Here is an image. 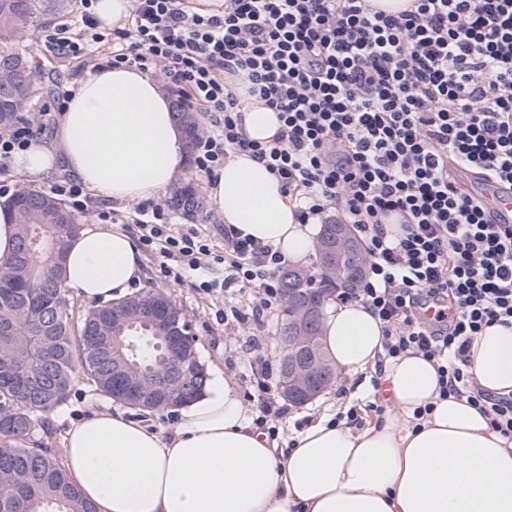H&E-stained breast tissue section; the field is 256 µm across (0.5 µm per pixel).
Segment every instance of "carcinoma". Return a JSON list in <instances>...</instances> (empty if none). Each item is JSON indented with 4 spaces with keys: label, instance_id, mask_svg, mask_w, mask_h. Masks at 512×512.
<instances>
[{
    "label": "carcinoma",
    "instance_id": "carcinoma-1",
    "mask_svg": "<svg viewBox=\"0 0 512 512\" xmlns=\"http://www.w3.org/2000/svg\"><path fill=\"white\" fill-rule=\"evenodd\" d=\"M62 5L63 0H0V98L12 97L15 103L8 112L0 110V134L18 122L41 82L24 41L43 15ZM176 108L175 119L185 131L191 152L202 133L201 119L194 112L182 115L179 101ZM171 205L188 216L204 211L203 198L191 184L177 190ZM7 207L17 237L11 262L0 269V324L13 326V334L0 340V367L24 361L27 368L12 374L0 372V405L20 422L15 428L0 424V512H93L52 450L40 444L30 446L28 440L36 427L48 429L45 414L67 401L81 377L103 397L121 398L123 382L112 373V348L104 354L97 350L112 336L133 337L135 351L128 354L129 370L158 381L164 366L156 359L157 331L123 330L112 320L110 302L92 306L74 318L60 271L78 232L76 223L66 224L55 215L57 197L32 188L11 194ZM152 297L166 300L172 310L183 313L159 288L136 292L117 304L130 313ZM196 353L194 347L183 349L192 400L207 386L197 372Z\"/></svg>",
    "mask_w": 512,
    "mask_h": 512
}]
</instances>
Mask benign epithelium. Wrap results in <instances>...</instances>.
Wrapping results in <instances>:
<instances>
[{
	"label": "benign epithelium",
	"instance_id": "benign-epithelium-1",
	"mask_svg": "<svg viewBox=\"0 0 512 512\" xmlns=\"http://www.w3.org/2000/svg\"><path fill=\"white\" fill-rule=\"evenodd\" d=\"M361 250L354 226L339 220L325 226L323 234L315 241L319 263L326 271L338 269L345 256L357 255ZM335 293L336 288H295L288 295L292 315L286 332L278 337V345L285 346L287 352L284 376L291 397L310 401L335 379L334 368L318 359L315 352L316 335L321 333L328 304ZM138 316L145 323L166 324L164 357L167 368L161 384L156 386L145 387L129 380L131 394L140 404L152 405L160 411L179 408L182 403L178 395L185 390L186 381L177 347L195 344V338L189 332V321H180V317L169 314L158 305L138 311Z\"/></svg>",
	"mask_w": 512,
	"mask_h": 512
}]
</instances>
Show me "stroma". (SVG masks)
I'll list each match as a JSON object with an SVG mask.
<instances>
[{
  "instance_id": "obj_1",
  "label": "stroma",
  "mask_w": 512,
  "mask_h": 512,
  "mask_svg": "<svg viewBox=\"0 0 512 512\" xmlns=\"http://www.w3.org/2000/svg\"><path fill=\"white\" fill-rule=\"evenodd\" d=\"M78 5V0H65L63 12L38 21L32 38L26 43L28 58L46 70L41 89L26 108L30 115L48 113L47 125L35 133L36 138L43 141L53 137L59 116L58 104L65 102L75 79L89 68L86 55H58L45 46L46 36L52 34L58 25L75 21ZM103 211L114 213L118 224L128 233L134 231L141 218L136 203H118L94 194L89 197L87 209L79 211L77 217L80 224L91 225L98 223V215ZM142 270L141 287L163 289L188 315L196 336L198 357L206 366L209 376H220L229 382L237 391L248 415L257 417L259 408L255 394L258 381L265 378L274 385L278 379L273 375L263 376L260 369L251 367L245 349L252 342L265 348H275L276 329L283 318L281 306L276 305L268 310L262 325L249 322L229 325L225 322V316L229 314L231 306H234V299L219 290L209 293L201 290L200 274H187L177 282L165 280L159 273L157 258L152 255L143 256ZM376 378L377 373L372 368L356 375L337 371V384H343L350 389L347 399H337L335 387H331L306 405L290 406L288 413L275 421L279 430L278 444L286 445L289 439L320 417L335 416L346 401L357 406V415L352 423L354 429L361 430L375 424L377 418L367 411L366 406L374 398L373 382ZM123 410V405L96 394L86 380L82 379L76 382L66 404L49 414L48 432L35 433L34 439L59 455L64 450L63 438L71 423L94 412L115 414Z\"/></svg>"
}]
</instances>
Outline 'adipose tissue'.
<instances>
[{
  "mask_svg": "<svg viewBox=\"0 0 512 512\" xmlns=\"http://www.w3.org/2000/svg\"><path fill=\"white\" fill-rule=\"evenodd\" d=\"M250 138L277 134V113L258 99L242 104ZM64 163L97 195L156 199L186 164L185 138L170 95L135 68H98L75 81L53 140L16 156L38 176ZM225 223L272 245L294 263L313 253L318 229L301 223L280 181L247 154L232 152L207 186ZM142 276L133 239L113 224L83 227L62 270L66 288L104 302ZM382 327L363 304L327 312L324 342L339 368L357 373L382 351ZM469 370L481 388L512 393V327L476 336ZM433 362L388 361L381 380L394 408L355 431L318 420L282 449L248 418L237 392L215 381L184 406L172 433L121 414L98 412L65 434L67 469L97 512H512V440L490 430L466 400L440 398ZM432 412L416 419V408Z\"/></svg>",
  "mask_w": 512,
  "mask_h": 512,
  "instance_id": "obj_1",
  "label": "adipose tissue"
}]
</instances>
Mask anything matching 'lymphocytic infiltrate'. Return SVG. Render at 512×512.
<instances>
[{
    "mask_svg": "<svg viewBox=\"0 0 512 512\" xmlns=\"http://www.w3.org/2000/svg\"><path fill=\"white\" fill-rule=\"evenodd\" d=\"M81 0L76 25L49 36L60 55L113 40L108 67L163 71L180 100L211 112L196 169L216 176L248 153L282 183L301 221L341 210L363 242L356 300L379 319L383 359L437 365L441 396L466 398L512 440V397L486 393L468 371L485 326L512 327V224H490L451 165L512 186V0H134L125 28L105 36ZM278 113L269 141L243 126L236 79ZM163 277L223 266L204 291H248L254 320L279 299L286 263L271 245L224 227L216 251L196 226L173 229L154 203L137 225ZM435 310L434 319L425 311Z\"/></svg>",
    "mask_w": 512,
    "mask_h": 512,
    "instance_id": "1",
    "label": "lymphocytic infiltrate"
}]
</instances>
